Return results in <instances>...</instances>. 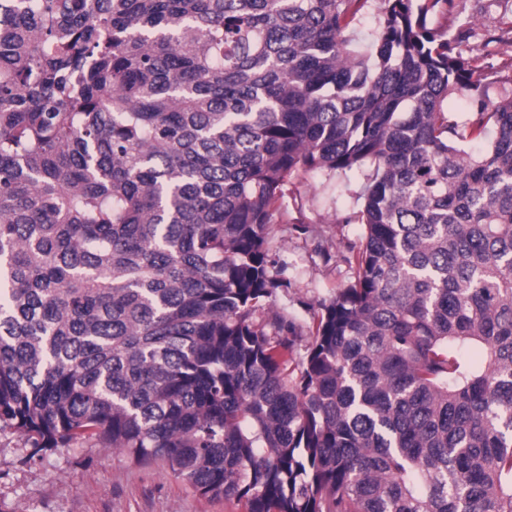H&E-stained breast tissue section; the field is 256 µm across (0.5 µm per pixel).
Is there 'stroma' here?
<instances>
[{
  "label": "stroma",
  "instance_id": "stroma-1",
  "mask_svg": "<svg viewBox=\"0 0 512 512\" xmlns=\"http://www.w3.org/2000/svg\"><path fill=\"white\" fill-rule=\"evenodd\" d=\"M433 25L458 27L472 34L461 45L475 55L484 38L496 40L485 64L512 76V0H454L450 13ZM362 172L325 177H295L284 199V213L271 228L270 261L279 285L256 314L264 322L285 312L294 329L288 334L298 352H306L322 303L349 284L352 269L342 259L346 244L359 242L363 224L354 221ZM0 512H241L235 501L207 499L175 477L166 464L135 463L127 455L74 442L38 451L19 434L0 432Z\"/></svg>",
  "mask_w": 512,
  "mask_h": 512
}]
</instances>
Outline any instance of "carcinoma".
<instances>
[{"mask_svg":"<svg viewBox=\"0 0 512 512\" xmlns=\"http://www.w3.org/2000/svg\"><path fill=\"white\" fill-rule=\"evenodd\" d=\"M6 2L0 431L243 512H512V88L430 25L453 0ZM355 169L302 356L254 320L269 224Z\"/></svg>","mask_w":512,"mask_h":512,"instance_id":"carcinoma-1","label":"carcinoma"}]
</instances>
